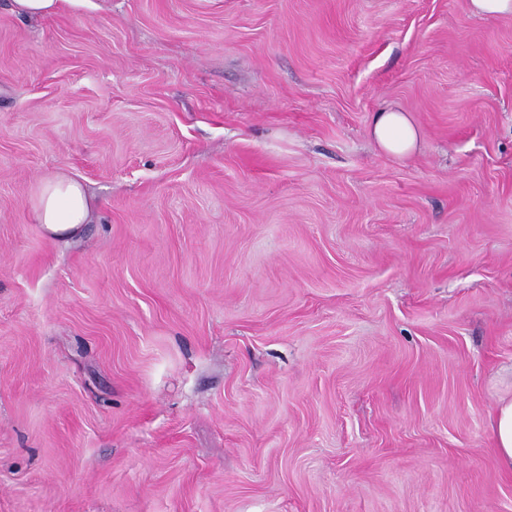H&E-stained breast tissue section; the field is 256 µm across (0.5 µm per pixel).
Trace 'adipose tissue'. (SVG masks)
Instances as JSON below:
<instances>
[{
	"instance_id": "obj_1",
	"label": "adipose tissue",
	"mask_w": 512,
	"mask_h": 512,
	"mask_svg": "<svg viewBox=\"0 0 512 512\" xmlns=\"http://www.w3.org/2000/svg\"><path fill=\"white\" fill-rule=\"evenodd\" d=\"M370 135L385 153L402 158L416 150L420 130L408 114L388 105L373 112ZM92 208V199L83 183L65 173L41 179L31 199L36 223L55 240L76 236L88 222Z\"/></svg>"
}]
</instances>
